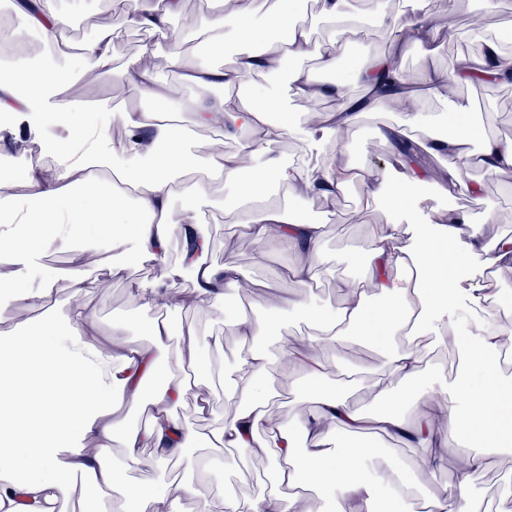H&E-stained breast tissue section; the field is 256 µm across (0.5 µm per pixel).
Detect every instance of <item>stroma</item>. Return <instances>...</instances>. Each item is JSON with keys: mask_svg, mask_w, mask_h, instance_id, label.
<instances>
[{"mask_svg": "<svg viewBox=\"0 0 512 512\" xmlns=\"http://www.w3.org/2000/svg\"><path fill=\"white\" fill-rule=\"evenodd\" d=\"M52 5L65 13L69 20L92 15L98 17L99 25L66 35L63 45L58 46L48 43L38 32L14 31L11 25L12 0H0V29L11 36L10 47H0V62L19 57L31 70H49L58 77L34 111L0 117V133L24 132L30 135L37 155L42 156L48 169L53 171L58 165L53 120L58 115L71 112L81 119L83 128L82 135L67 146L71 160L96 155L107 165L127 166V159L112 151L113 142L121 135L120 129L112 124V110L150 107L159 111L163 105L152 101L139 87L127 83L124 79L126 69L133 64L149 66L155 69L161 81L172 83L179 78V62L200 59V47L189 39L175 40L130 27L125 12L116 11L108 0H52ZM475 14L483 19L486 33L512 30V0H496L492 7L488 6L487 0H473L471 14L455 19L459 30L458 40L450 43L440 39L435 43L436 62L444 70H454L461 58L473 54L468 27ZM100 28L112 32V65L88 85L82 98H66L68 86L83 76L80 51ZM147 44L152 45V53H143L142 48ZM457 95L471 101L472 120L476 125L486 126L498 136L512 139V84L461 86L457 89ZM469 176L484 183L482 202H473L459 193L446 196L432 189L418 202L419 213L442 215L451 208L465 209L477 222L490 212L496 218V231L511 236L512 181L483 170L470 171ZM289 204L314 215L322 225L326 261L315 292V303L323 309H336L343 300L336 290V281L340 278L360 280L359 259L370 240L369 225L349 222L347 214L358 210L380 219L384 216L385 206L367 199L363 191L355 188L328 198L294 197ZM195 210L199 224L210 239L209 263H232L239 269L241 278L251 283L252 290L248 297L251 314L260 318L269 316V304L263 288L269 280H277L288 294L298 293V286L286 275L287 266L294 261L293 254L272 247L266 257L261 258L254 249L244 246L235 248L225 241L224 227L233 223L238 211L234 202L226 200L223 188H214L208 196L198 199ZM74 265L82 267L90 281L97 283L104 279L110 283L109 288L98 292L94 300L100 328L108 331L113 324L121 323L126 327L127 339L148 342L149 317L132 305L129 290L140 281L153 279L155 262L147 257H135L111 249L92 224L86 225L83 233L71 239L67 245L53 244L44 255L28 262L0 259V278L16 280L22 288L47 285L52 290L50 303L42 308L25 307L9 296L0 298V334L64 315L72 297L66 272ZM168 315L184 320L198 330V349L204 361L213 366L233 367L239 356L240 345L231 328L218 321L211 309L185 307L169 310ZM385 446V451L376 461L379 468H388L392 460H400L416 485L434 493L444 491L448 475L455 471L460 454L459 449H452L445 469L430 478L415 467L420 449L406 450L390 440L386 441ZM135 477L158 485L191 481L201 493L215 494L225 490L241 499L255 495L265 486L254 466L233 469L231 452L219 453L198 448L192 449L182 463L153 465L136 472ZM511 487L512 452H491L486 467L474 477L472 493L482 501L486 512H512V498L505 496L506 490Z\"/></svg>", "mask_w": 512, "mask_h": 512, "instance_id": "1", "label": "stroma"}]
</instances>
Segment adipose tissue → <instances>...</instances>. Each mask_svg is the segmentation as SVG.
Wrapping results in <instances>:
<instances>
[{
  "label": "adipose tissue",
  "instance_id": "ef3b65f1",
  "mask_svg": "<svg viewBox=\"0 0 512 512\" xmlns=\"http://www.w3.org/2000/svg\"><path fill=\"white\" fill-rule=\"evenodd\" d=\"M315 4L321 18L349 34L367 26L385 30L387 47L344 72L340 60L345 45L333 38L313 39L294 0H233L230 13L197 28L196 34L216 56L224 52L225 33H232L234 63L223 69L199 61L180 66L183 84L203 89V96L187 104L174 102L173 88L160 83L154 70L127 68L129 83L172 103L164 117L154 110L113 111L112 121L123 132L116 151L133 160V167L112 179L91 164L64 159L59 174L50 178L41 161L33 159L25 172L28 194L22 202L4 194L12 175L0 172V221L28 230L21 237H1L0 248L19 258L35 256L58 240L63 222L73 234L83 225H98L112 249L130 248L158 261L164 260L172 241H179V265L194 279L188 305L207 299L213 310L225 312L235 336L247 346L225 393L232 414L218 429L196 431L169 410L191 394L198 413L209 415L215 375L200 364L196 330L174 331L168 317L157 314L166 283H139L130 290L134 305L154 314L150 345L119 341L103 347L91 341L97 322L89 283L82 269L72 268L73 301L64 318L0 337V512H56L76 479L101 493L99 512H180L185 498L193 500L194 512H293L308 489L316 491L321 512H483L469 492L474 474L485 466L483 451H512V375L499 362L506 330L487 317L462 333L448 319L491 300L488 279L462 280L458 274L490 248L496 274L512 273V237H489L487 226L495 221L491 215L481 224L463 211L449 212L439 223L415 216L416 202L432 185L422 164L393 172L351 162L324 163L320 157L335 137L352 132L361 119L381 110L386 97L379 91V77L406 48L417 44L423 49L416 80L393 72L397 96L409 100L441 96L451 80L512 84V55L487 39L476 56L450 74L434 61L432 44L441 20L425 0H409V18L399 26L389 0H360L356 8L348 0ZM181 11L182 0H129L127 21L177 39L181 33L172 21ZM13 16L21 27L43 35L65 34V22L49 0H14ZM282 73L295 99H332L335 109L323 113L318 123H295L284 115L278 89L259 83L261 77L272 80ZM53 82L49 72L1 67L0 114L32 110L40 91ZM355 86L368 99L358 112L351 109ZM183 111L191 112L194 127L210 128L218 116L225 138L247 136L249 179L241 177L240 155L221 151L201 159L204 180L185 181L188 135L178 123ZM470 112L468 100H449L447 114L435 123L451 121L455 128L452 134L436 136L432 151L444 161L448 189L478 202L483 185L465 181L463 167L511 175L512 140L476 134ZM288 137L301 141L303 162L274 155V147ZM355 184L370 199L384 202L388 212L375 222L371 245L361 257L364 287L347 293L342 306L328 312L312 302L322 226L300 210L271 202L270 195L283 190L292 197L331 196ZM216 185L239 200L255 202L244 227L256 251L268 244L269 225L281 224L285 232L278 243L296 255L289 276L301 294L284 293L274 280L265 288L272 311L311 316L318 329L307 340L281 346L290 374L309 382L308 388L296 390L303 405L297 422L270 424L275 363L261 344L270 330L268 320L242 309L225 311L224 298L237 288L238 270L230 263L215 266L205 260L210 242L192 208ZM178 195L184 207H175ZM401 336H431L438 344H453L461 354L458 375L450 380L427 373L419 351L398 345ZM173 337L178 344L170 351L166 345ZM349 337L384 351L378 368L384 390L365 406L352 399L364 388L355 370L339 369L333 390L320 386L324 365L319 350L326 341ZM189 368L197 371L191 382L181 377ZM398 398L423 409L408 414L395 406ZM144 399L156 410L149 425H138L114 410L117 402L136 406ZM388 439L423 448L420 468L428 473L441 471L453 448L469 449V466L455 471L445 493L436 495L408 482L403 466L374 467ZM115 444L125 450L119 462L110 453ZM145 444L160 465L182 460L195 447L233 448L239 464L258 453L276 470L266 490L244 500L225 493L205 495L190 482L162 487L126 480V472L142 466Z\"/></svg>",
  "mask_w": 512,
  "mask_h": 512
}]
</instances>
